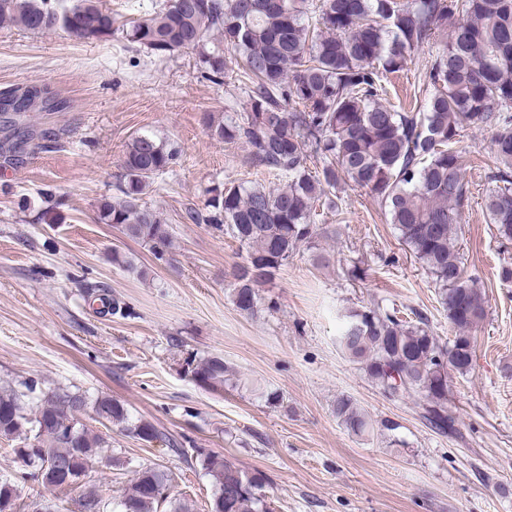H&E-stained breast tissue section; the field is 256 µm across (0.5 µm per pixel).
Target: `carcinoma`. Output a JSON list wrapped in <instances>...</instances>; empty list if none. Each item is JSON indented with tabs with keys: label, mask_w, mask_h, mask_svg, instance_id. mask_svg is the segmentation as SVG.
Masks as SVG:
<instances>
[{
	"label": "carcinoma",
	"mask_w": 512,
	"mask_h": 512,
	"mask_svg": "<svg viewBox=\"0 0 512 512\" xmlns=\"http://www.w3.org/2000/svg\"><path fill=\"white\" fill-rule=\"evenodd\" d=\"M0 24L33 34L62 30L76 38L103 41L121 33L148 53L164 58L191 49L204 78L221 84L239 69L248 81L247 111L224 112V121L206 123L209 135L242 142L253 166L278 172L287 183L276 189L243 184L208 190L203 208L189 207L187 220L208 224L235 238L245 249L237 267L234 302L255 311L258 288L287 264L301 244H312L316 205L331 206L340 183L360 188L387 209L390 223L438 286L440 303L453 328L452 339L433 335L418 312L352 309L338 337L342 352L388 396L418 395L423 417L440 433L454 430L448 411V379L472 368L471 329L485 315L478 282L464 277L454 237L468 201L461 152L465 126L495 130L491 149L497 167L496 189L488 196L490 223L500 238L512 241V0H162L155 10L123 28L100 0H0ZM445 40L425 73V96L416 112H398L383 103L384 76L398 72L415 52L440 36ZM20 116L62 106L48 89L0 92ZM297 107L289 108L290 103ZM1 145L34 140L26 123L3 127ZM173 144L148 134L129 142L123 163L121 198L103 200L99 218L126 237L149 247L161 260L172 245L162 213L143 195L154 177L180 158ZM316 158L321 166L310 167ZM35 222L55 221L64 196L47 187ZM199 386L222 390L232 373L219 357L186 362ZM24 394L0 389V438L11 440L26 429L49 437L45 452L74 470L102 452L96 434L82 425L59 437L53 419L58 405H83L95 421L121 425L139 439L159 438L155 426L132 422L125 405L107 396L94 400L64 388L48 393L28 410ZM336 417L355 435L374 430L353 401L336 402ZM215 493L210 512H272L263 493L265 479L227 458L198 454ZM22 480L52 492L61 482L40 466L22 462ZM168 473L143 467L122 490L130 512H191V504L170 497ZM18 486L0 479V512H16Z\"/></svg>",
	"instance_id": "1"
}]
</instances>
